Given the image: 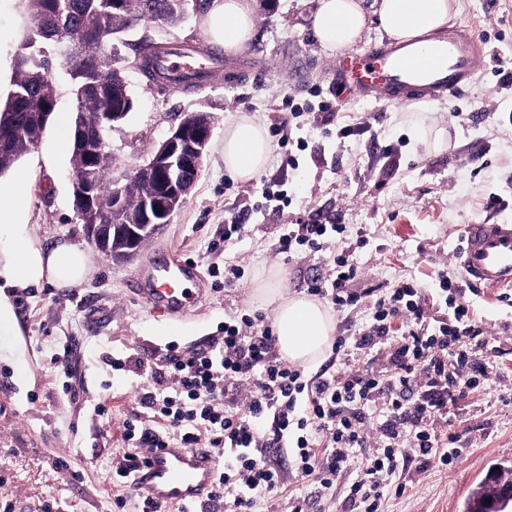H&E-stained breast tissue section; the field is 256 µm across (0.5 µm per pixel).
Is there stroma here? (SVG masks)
<instances>
[{
	"mask_svg": "<svg viewBox=\"0 0 512 512\" xmlns=\"http://www.w3.org/2000/svg\"><path fill=\"white\" fill-rule=\"evenodd\" d=\"M212 0L189 10L175 28L145 20L115 43L122 58L143 37L175 44H203L232 81L213 76L203 89L154 90L127 70L134 108L113 127L112 176L148 160L186 112L209 114L213 135L200 177L170 224L133 260L115 263L92 245L72 204L70 150L58 149L54 131L18 163L28 175L27 215L32 236L50 247L66 241L90 257L84 280L69 288L50 283L11 290L15 327L0 332V512H142L144 498L114 482L117 468L133 455L125 424L144 419L138 403L171 345L204 348L224 334V321L259 309L260 273L280 271L289 294L303 295L311 279L325 276L333 250L302 252L292 261L273 253L282 225L343 224L356 249L357 291L385 290L413 280L427 290L429 315H446L439 273L454 274L467 224H512V91L501 88L512 73V0H457L451 18L478 35L487 53L474 83L450 99L416 107L340 89L332 74L336 56L318 42L310 17L317 0H254L255 33L241 52L226 53L204 25ZM28 23L26 0H0V99L11 89L15 54ZM326 101L331 111L295 118L289 102ZM258 118L265 130L283 127L301 139L298 168H283L272 151L264 177L285 182L287 206L261 207L259 180L233 179L224 168V130L241 116ZM361 126L360 135L336 140L337 123ZM248 214L241 239L212 249L226 222ZM177 255L196 268L199 297L179 320L159 315L132 290L145 267ZM242 266L235 287L213 285L209 272L226 262ZM497 370L483 388L448 406V433L456 459H413L401 476L404 495L390 497L386 512H465L471 494L498 469L512 468V301L498 291L463 290ZM69 344V372L50 358ZM125 362L113 370V358ZM108 408L97 416L98 404ZM359 469L350 464L330 488L289 484L287 493L261 504L259 512H289L288 496L313 498L308 512H350L346 488Z\"/></svg>",
	"mask_w": 512,
	"mask_h": 512,
	"instance_id": "1",
	"label": "stroma"
}]
</instances>
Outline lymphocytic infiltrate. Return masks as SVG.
Wrapping results in <instances>:
<instances>
[{
    "instance_id": "lymphocytic-infiltrate-1",
    "label": "lymphocytic infiltrate",
    "mask_w": 512,
    "mask_h": 512,
    "mask_svg": "<svg viewBox=\"0 0 512 512\" xmlns=\"http://www.w3.org/2000/svg\"><path fill=\"white\" fill-rule=\"evenodd\" d=\"M342 224H286L276 252L292 260L299 250L338 248L330 272L314 280L310 295L342 311L362 296L353 284L360 267L343 243ZM449 317L426 314L423 290L399 282L371 303L372 313L357 335L341 336L328 363L313 376L288 363L262 314H242L224 324L222 344L183 351L170 347L165 370L152 371L153 383L138 395L150 422L125 425L137 451L177 442L224 454L212 506L224 512H255L284 488L287 477L270 457L274 448L292 449L296 481L321 487L364 456L362 475L347 487L357 512H384L388 498L403 494L398 474L409 456L438 455L452 463L454 436L435 430L449 403L482 387L496 367L494 358L472 346L480 331L473 311L459 297L462 279H442ZM400 320V335L391 323ZM379 403L378 445L361 424Z\"/></svg>"
}]
</instances>
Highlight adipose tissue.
<instances>
[{
  "label": "adipose tissue",
  "instance_id": "adipose-tissue-1",
  "mask_svg": "<svg viewBox=\"0 0 512 512\" xmlns=\"http://www.w3.org/2000/svg\"><path fill=\"white\" fill-rule=\"evenodd\" d=\"M363 0H318L312 29L328 51L355 43L367 23ZM454 0H376L375 13L385 34L398 42L432 36L455 14ZM205 23L215 42L236 53L250 41L255 24L252 0H213ZM271 145L263 124L241 116L224 131V168L241 181L253 180L268 165ZM25 174L13 183L0 184V328L13 326L8 289H27L42 282L68 288L81 282L88 268L87 255L60 242L44 247L32 238L23 200ZM279 272L259 280V302L272 306L277 347L288 361L317 364L330 349L334 315L323 303L306 296H291L281 286Z\"/></svg>",
  "mask_w": 512,
  "mask_h": 512
}]
</instances>
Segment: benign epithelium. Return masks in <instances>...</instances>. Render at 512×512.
Returning a JSON list of instances; mask_svg holds the SVG:
<instances>
[{"instance_id": "7a95c632", "label": "benign epithelium", "mask_w": 512, "mask_h": 512, "mask_svg": "<svg viewBox=\"0 0 512 512\" xmlns=\"http://www.w3.org/2000/svg\"><path fill=\"white\" fill-rule=\"evenodd\" d=\"M211 136L208 114L184 113L171 135L156 147L150 162L127 170L125 181L137 179L150 185V191L135 203L127 198L120 182L114 183L111 196L100 195L90 169L73 179V209L84 222L88 240L112 255L116 263L134 258L184 204L200 174ZM98 210L112 211V223L86 221Z\"/></svg>"}]
</instances>
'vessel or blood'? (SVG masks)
I'll return each mask as SVG.
<instances>
[{
  "mask_svg": "<svg viewBox=\"0 0 512 512\" xmlns=\"http://www.w3.org/2000/svg\"><path fill=\"white\" fill-rule=\"evenodd\" d=\"M484 43L456 29L436 44L386 40L336 61V74L361 90L390 101L417 106L451 97L471 84ZM460 265L464 278L482 288H512V224L467 225ZM193 271L188 261L169 259L148 271L135 285L149 304L179 317L194 298L187 286ZM218 460L206 448L169 444L151 452L130 477L131 486L152 501L199 510L212 496Z\"/></svg>",
  "mask_w": 512,
  "mask_h": 512,
  "instance_id": "obj_1",
  "label": "vessel or blood"
}]
</instances>
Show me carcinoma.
I'll list each match as a JSON object with an SVG mask.
<instances>
[{"label": "carcinoma", "instance_id": "carcinoma-1", "mask_svg": "<svg viewBox=\"0 0 512 512\" xmlns=\"http://www.w3.org/2000/svg\"><path fill=\"white\" fill-rule=\"evenodd\" d=\"M183 0H130L122 12L112 8V0H28V26L18 47L11 79L12 89L0 101V176L9 172L41 139L47 128L43 116L55 112L57 85L54 65L69 76L75 99L81 110L72 112L71 125H83L94 143H108L112 120H101L103 112H130L133 103H120L114 93L128 87L126 68L119 64L114 41L139 21L141 11L167 26L183 22L187 12ZM74 43L79 52L70 60L62 49ZM164 43L145 38L137 53L142 73L152 82H168L185 89L198 87L204 78L201 67L189 73L170 75L159 65ZM100 191L112 193V153L101 148L94 162ZM506 481L495 476L469 499L466 512H503L498 507L496 486Z\"/></svg>", "mask_w": 512, "mask_h": 512}]
</instances>
